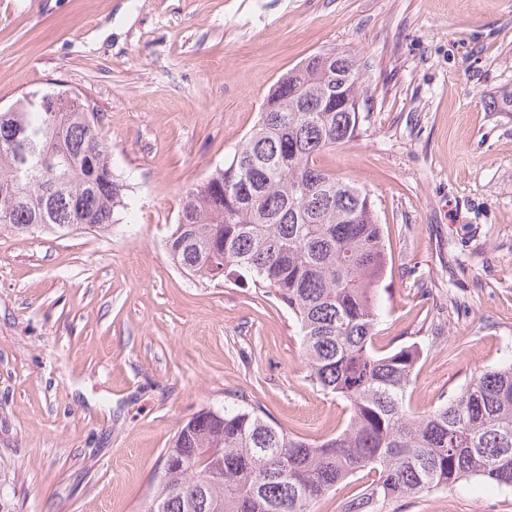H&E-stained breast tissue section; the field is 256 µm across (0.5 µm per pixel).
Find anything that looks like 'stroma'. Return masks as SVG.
<instances>
[{
    "label": "stroma",
    "instance_id": "35a3bbf8",
    "mask_svg": "<svg viewBox=\"0 0 512 512\" xmlns=\"http://www.w3.org/2000/svg\"><path fill=\"white\" fill-rule=\"evenodd\" d=\"M329 51L360 64V129L318 163L366 188L384 228L373 344L419 343L407 407L512 360V0H0V108L88 101L131 203L105 233L0 232L9 512H141L176 432L233 398L309 439L343 425L287 310L165 246L184 189ZM389 512H512V488L473 478Z\"/></svg>",
    "mask_w": 512,
    "mask_h": 512
}]
</instances>
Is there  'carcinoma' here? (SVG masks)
<instances>
[{
  "label": "carcinoma",
  "instance_id": "carcinoma-1",
  "mask_svg": "<svg viewBox=\"0 0 512 512\" xmlns=\"http://www.w3.org/2000/svg\"><path fill=\"white\" fill-rule=\"evenodd\" d=\"M362 81L356 60L319 53L290 70L224 167L188 186L166 246L185 272L261 291L294 316L309 377L347 402L350 418L321 440L274 424L258 407L204 409L165 453L195 458L170 470L141 512H313L336 486L370 483L341 512H387L391 502L470 478L512 486V363L473 372L424 415L405 394L418 346L380 355L373 336L388 268L370 193L316 164L356 137ZM54 161L22 173V147ZM0 230L106 231L130 210L108 143L83 104L33 92L0 110Z\"/></svg>",
  "mask_w": 512,
  "mask_h": 512
}]
</instances>
